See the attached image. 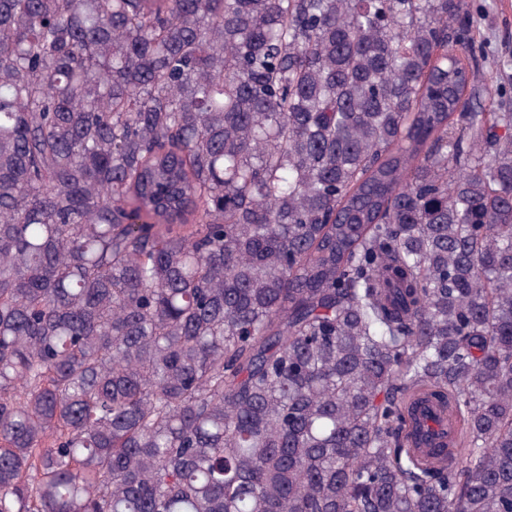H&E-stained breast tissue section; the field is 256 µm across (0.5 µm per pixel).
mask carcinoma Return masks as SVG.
Returning <instances> with one entry per match:
<instances>
[{
  "label": "carcinoma",
  "mask_w": 512,
  "mask_h": 512,
  "mask_svg": "<svg viewBox=\"0 0 512 512\" xmlns=\"http://www.w3.org/2000/svg\"><path fill=\"white\" fill-rule=\"evenodd\" d=\"M475 30L0 0V512H512V112L472 102Z\"/></svg>",
  "instance_id": "obj_1"
}]
</instances>
